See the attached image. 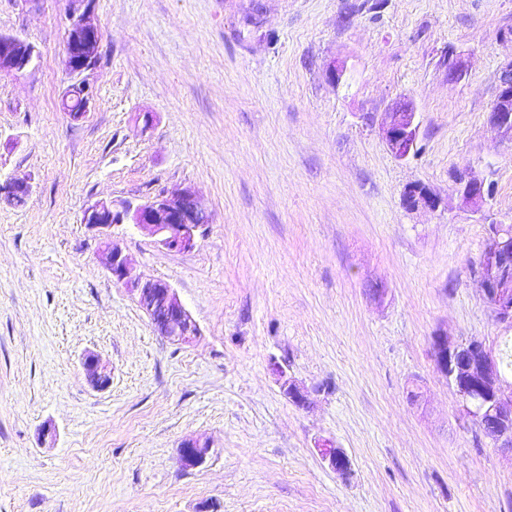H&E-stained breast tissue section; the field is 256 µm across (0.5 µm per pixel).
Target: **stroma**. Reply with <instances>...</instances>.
<instances>
[{"instance_id":"1","label":"stroma","mask_w":512,"mask_h":512,"mask_svg":"<svg viewBox=\"0 0 512 512\" xmlns=\"http://www.w3.org/2000/svg\"><path fill=\"white\" fill-rule=\"evenodd\" d=\"M67 12L0 0V33L39 51L0 75V181L31 186L0 200V512H512V454L463 417L432 349L512 336L476 273L490 224H512V144L487 125L512 0H94L78 122L61 106ZM404 98L420 134L400 161L378 124ZM465 170L492 191L485 215L453 191ZM412 183L439 209L406 212ZM174 186L210 215L193 250L113 232L190 311L186 346L82 222ZM188 438L211 452L187 470ZM328 439L349 480L322 461Z\"/></svg>"}]
</instances>
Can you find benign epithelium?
Wrapping results in <instances>:
<instances>
[{
  "label": "benign epithelium",
  "instance_id": "obj_1",
  "mask_svg": "<svg viewBox=\"0 0 512 512\" xmlns=\"http://www.w3.org/2000/svg\"><path fill=\"white\" fill-rule=\"evenodd\" d=\"M93 0H69L65 70L71 84L63 94L81 99L79 110L68 113L71 120L84 119L93 88L88 81L90 72L99 63V47L103 33L90 21ZM38 58L35 46L18 35L0 34V73L16 74L28 69ZM488 124L502 140L512 143V61L501 67L497 92L488 112ZM420 124L414 105L408 100L398 102L385 113L378 132L389 151L405 160L414 150ZM454 191L474 212L480 213L488 204L487 189L482 177L469 171L455 178ZM402 206L408 211L435 210L439 199L430 188L414 183L402 193ZM209 214L188 188L163 190L135 207L123 203L115 208L111 200H98L88 206L82 223L100 231V254L116 282L133 294L139 307L150 319L155 330L168 341L185 345L199 335L196 322L169 283L144 277L108 230L117 224H133L157 238L169 251L186 252L194 249L197 231L209 223ZM484 298L495 321L512 327V236L494 230L490 233L478 270ZM436 367L446 377L459 403L461 414L478 421L499 448L512 452V383L500 373L493 349L481 340L450 343L446 336L433 339ZM99 361L93 354L84 359V367L94 375L99 387L110 384L111 377L98 371ZM210 452L209 444L197 439H185L179 447L181 464L186 468L202 464ZM319 453L324 462L341 476L351 470L345 451L331 442L322 444Z\"/></svg>",
  "mask_w": 512,
  "mask_h": 512
}]
</instances>
